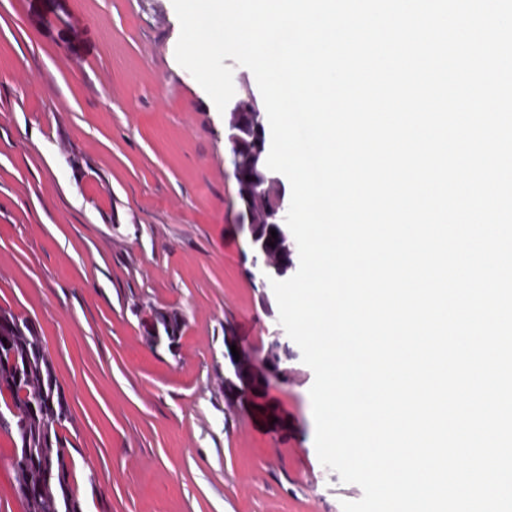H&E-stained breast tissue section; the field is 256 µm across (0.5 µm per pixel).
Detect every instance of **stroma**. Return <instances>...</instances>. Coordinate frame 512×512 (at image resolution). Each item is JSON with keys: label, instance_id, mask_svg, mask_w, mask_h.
Returning <instances> with one entry per match:
<instances>
[{"label": "stroma", "instance_id": "1", "mask_svg": "<svg viewBox=\"0 0 512 512\" xmlns=\"http://www.w3.org/2000/svg\"><path fill=\"white\" fill-rule=\"evenodd\" d=\"M179 34L172 0H0V307L50 355L84 512H342L362 490L318 459L300 349L224 392L229 348L284 329Z\"/></svg>", "mask_w": 512, "mask_h": 512}]
</instances>
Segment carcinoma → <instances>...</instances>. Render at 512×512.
<instances>
[{"instance_id": "obj_1", "label": "carcinoma", "mask_w": 512, "mask_h": 512, "mask_svg": "<svg viewBox=\"0 0 512 512\" xmlns=\"http://www.w3.org/2000/svg\"><path fill=\"white\" fill-rule=\"evenodd\" d=\"M238 112L234 165L241 172L239 198L245 205L242 222L256 240L274 243L268 256L289 265L279 239L270 230L269 214L280 207L284 186L274 183L266 166L265 127L258 119L253 97L237 104ZM6 323L0 325V432L16 437L11 467L16 474V490L26 512H83V505L71 486L73 461L61 434L70 421V409L62 397L48 352L37 328L10 309L4 310ZM291 355L288 345L270 342L263 364L278 373L282 360ZM50 461L56 478L47 483L41 476L42 462Z\"/></svg>"}]
</instances>
